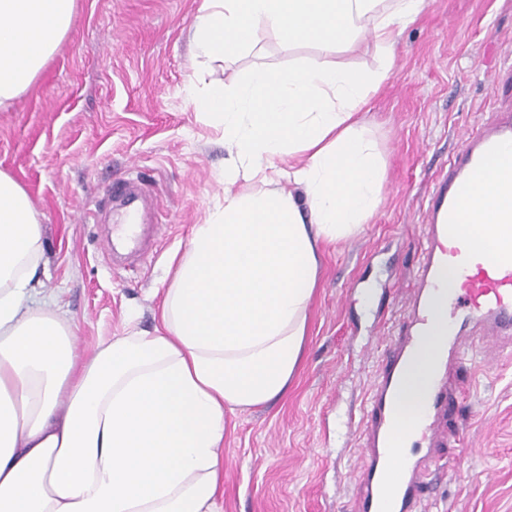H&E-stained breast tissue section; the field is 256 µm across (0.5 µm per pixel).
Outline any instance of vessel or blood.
I'll return each mask as SVG.
<instances>
[{"label": "vessel or blood", "instance_id": "obj_1", "mask_svg": "<svg viewBox=\"0 0 512 512\" xmlns=\"http://www.w3.org/2000/svg\"><path fill=\"white\" fill-rule=\"evenodd\" d=\"M512 171V113L501 112L476 131L465 132L447 170L434 185L422 220L423 247L416 270L415 293L401 331L391 338L380 371L368 397L362 450L364 464L353 512H420L419 498L438 471L432 453L411 459L409 441L437 436L448 411V368L460 361L464 345L476 334L512 338V239H500L490 248L475 238L452 236L456 224L476 225L477 211L466 212L463 201L479 191L477 174L487 165ZM110 200L134 204L146 199L141 182L123 180L112 185ZM453 269L458 288L448 296V332L440 340L432 363L422 412L410 419L400 413L402 374L429 335L431 304L441 287L442 274ZM399 457L397 484L384 480L385 463Z\"/></svg>", "mask_w": 512, "mask_h": 512}]
</instances>
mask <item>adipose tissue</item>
<instances>
[{
  "label": "adipose tissue",
  "mask_w": 512,
  "mask_h": 512,
  "mask_svg": "<svg viewBox=\"0 0 512 512\" xmlns=\"http://www.w3.org/2000/svg\"><path fill=\"white\" fill-rule=\"evenodd\" d=\"M203 0L192 41L211 60L264 28L321 57L234 87L209 82L198 109L233 149L224 181H246L196 225L157 325L102 342L86 358L55 299L39 297L41 216L0 170V512H220L230 415L283 397L302 359L319 244L358 233L384 172L363 112L388 71L331 67L324 55L369 33L391 61L425 0ZM76 0H0V111L60 47ZM289 155L287 169L275 158ZM433 333L402 382L422 411Z\"/></svg>",
  "instance_id": "adipose-tissue-1"
}]
</instances>
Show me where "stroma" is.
I'll list each match as a JSON object with an SVG mask.
<instances>
[{
    "instance_id": "35a3bbf8",
    "label": "stroma",
    "mask_w": 512,
    "mask_h": 512,
    "mask_svg": "<svg viewBox=\"0 0 512 512\" xmlns=\"http://www.w3.org/2000/svg\"><path fill=\"white\" fill-rule=\"evenodd\" d=\"M201 0H77L71 27L40 75L0 111V170L25 189L43 224L42 291L68 319L78 355L153 331L160 288L195 225L224 202V133L188 93L241 83L256 67L285 72L318 55L261 30L242 54L198 56ZM512 0H426L400 36L373 96L366 135L385 165L381 201L362 232L326 246L304 359L287 396L235 418L224 441L221 512H352L365 398L413 293L421 221L458 136L512 109ZM152 194L154 244L112 262L88 214L115 178ZM494 368L453 366L444 461L425 512H512V352Z\"/></svg>"
}]
</instances>
